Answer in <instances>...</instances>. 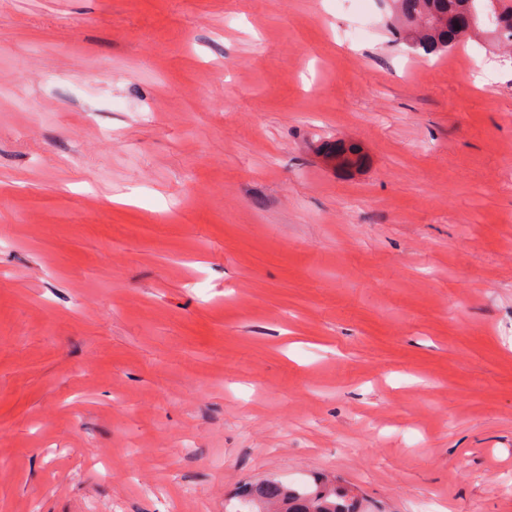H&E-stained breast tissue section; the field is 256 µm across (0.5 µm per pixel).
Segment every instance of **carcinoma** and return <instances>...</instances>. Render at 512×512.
I'll return each mask as SVG.
<instances>
[{
    "label": "carcinoma",
    "instance_id": "carcinoma-1",
    "mask_svg": "<svg viewBox=\"0 0 512 512\" xmlns=\"http://www.w3.org/2000/svg\"><path fill=\"white\" fill-rule=\"evenodd\" d=\"M393 29L411 49L427 54L457 47L469 33L493 26L496 39L512 45V0H394ZM338 168L359 167L364 155L356 144L325 147ZM244 512H357L336 487L292 489L269 482L243 502Z\"/></svg>",
    "mask_w": 512,
    "mask_h": 512
}]
</instances>
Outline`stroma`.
Wrapping results in <instances>:
<instances>
[{"label":"stroma","instance_id":"35a3bbf8","mask_svg":"<svg viewBox=\"0 0 512 512\" xmlns=\"http://www.w3.org/2000/svg\"><path fill=\"white\" fill-rule=\"evenodd\" d=\"M364 7L0 0V512H512V50ZM325 152L328 157L336 160V167L338 168L359 167L364 163L362 150L356 144L336 141V144L327 145ZM246 510L236 512H357L336 486L316 485L314 489H292L269 482L243 502Z\"/></svg>","mask_w":512,"mask_h":512}]
</instances>
